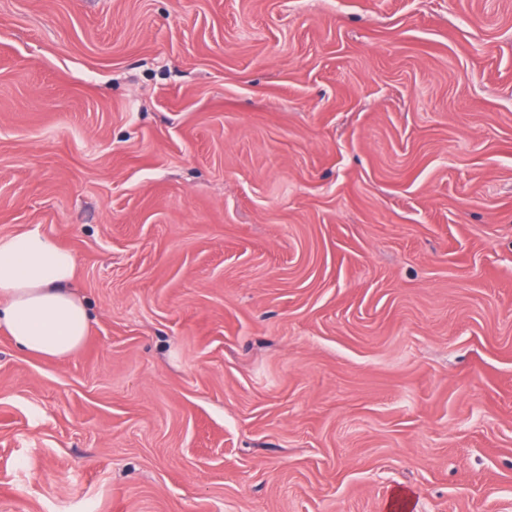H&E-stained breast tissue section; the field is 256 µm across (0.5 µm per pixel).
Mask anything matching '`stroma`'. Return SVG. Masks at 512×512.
I'll list each match as a JSON object with an SVG mask.
<instances>
[{
  "mask_svg": "<svg viewBox=\"0 0 512 512\" xmlns=\"http://www.w3.org/2000/svg\"><path fill=\"white\" fill-rule=\"evenodd\" d=\"M0 512H512V0H0ZM75 266L71 251L38 230L0 240V328L21 349L57 360L83 343L91 315L66 289Z\"/></svg>",
  "mask_w": 512,
  "mask_h": 512,
  "instance_id": "1",
  "label": "stroma"
}]
</instances>
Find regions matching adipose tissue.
<instances>
[{"label":"adipose tissue","instance_id":"adipose-tissue-1","mask_svg":"<svg viewBox=\"0 0 512 512\" xmlns=\"http://www.w3.org/2000/svg\"><path fill=\"white\" fill-rule=\"evenodd\" d=\"M74 272L73 253L40 231L0 240V328L21 349L57 360L81 346L91 315L67 289Z\"/></svg>","mask_w":512,"mask_h":512}]
</instances>
